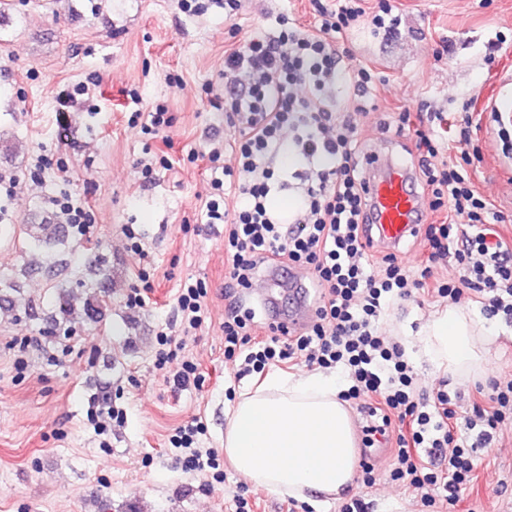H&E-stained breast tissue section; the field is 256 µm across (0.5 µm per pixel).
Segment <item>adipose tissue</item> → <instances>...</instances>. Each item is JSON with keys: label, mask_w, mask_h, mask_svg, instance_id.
Listing matches in <instances>:
<instances>
[{"label": "adipose tissue", "mask_w": 512, "mask_h": 512, "mask_svg": "<svg viewBox=\"0 0 512 512\" xmlns=\"http://www.w3.org/2000/svg\"><path fill=\"white\" fill-rule=\"evenodd\" d=\"M492 338L481 319L451 304L433 315L416 343L438 372L466 378L484 371ZM335 374L267 372L228 410L224 454L251 487L268 493L338 495L351 486L358 455Z\"/></svg>", "instance_id": "1"}]
</instances>
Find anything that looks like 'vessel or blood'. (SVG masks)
I'll use <instances>...</instances> for the list:
<instances>
[{
	"label": "vessel or blood",
	"mask_w": 512,
	"mask_h": 512,
	"mask_svg": "<svg viewBox=\"0 0 512 512\" xmlns=\"http://www.w3.org/2000/svg\"><path fill=\"white\" fill-rule=\"evenodd\" d=\"M364 167L372 197L371 225L383 248L398 249L416 225L425 222L424 197L415 186L413 172L392 155L368 151ZM259 281V296L269 305H276L278 293L288 296L287 314L275 317V324L298 329L314 317L316 305L301 273L272 266L261 273Z\"/></svg>",
	"instance_id": "obj_1"
}]
</instances>
